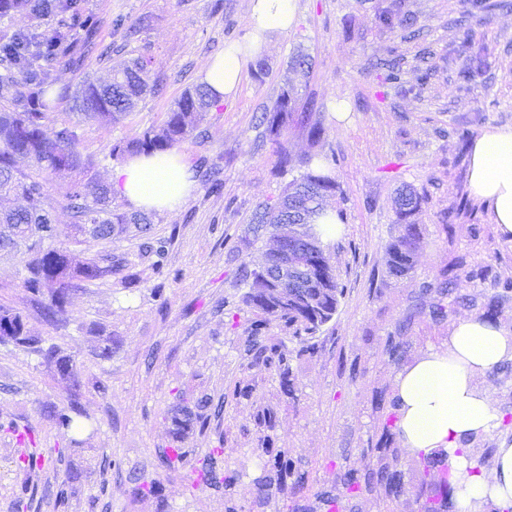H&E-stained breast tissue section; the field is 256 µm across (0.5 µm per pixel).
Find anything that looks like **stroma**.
Returning a JSON list of instances; mask_svg holds the SVG:
<instances>
[{
  "mask_svg": "<svg viewBox=\"0 0 512 512\" xmlns=\"http://www.w3.org/2000/svg\"><path fill=\"white\" fill-rule=\"evenodd\" d=\"M498 0H298L297 20L261 55L265 75L245 72L235 97L207 112V139L188 136L173 152L189 167L200 161L222 172L223 186L198 182L179 208L154 212L149 234L129 231L109 242L68 238L70 216L57 209L61 243L77 259L112 255L110 276L73 291L65 313L44 321L41 305L55 284L39 293L25 288L24 251L0 252V303L20 312L40 351L0 345V512H224L223 491L199 484L197 469L211 449H223L239 475L236 512H293L295 504L324 512L325 492L344 499L346 512H380L383 485L347 498L341 474L364 476L380 449L399 447L392 406L394 378L405 362L447 341L453 322L488 316L512 331V293L493 300V282L512 280V242L498 236L489 213L471 200L470 160L459 155L461 137L512 127V8ZM249 0H81L98 24L112 58L149 60L161 84L121 123L76 121L56 102L55 122H69L78 149L109 180L118 161L111 145L161 124L182 93L199 82L207 59L243 43ZM412 18V27L389 28L383 13ZM123 17L133 38L112 21ZM309 72L293 71L296 54ZM111 60L89 54L78 71L57 72L58 86L76 85L84 73L106 75ZM394 62L399 82L387 80ZM298 90L297 111L320 114L325 133L312 143L292 125L280 138L260 124L286 85ZM349 115L336 116L337 101ZM293 163L282 167L280 150ZM326 169L337 188L328 197L340 222L330 261L345 292L337 312L318 333L314 349L291 363L293 394L263 365L252 363L245 341L259 315L242 302L241 264L257 266L265 243L245 241L256 207L274 198L304 171V159ZM411 187L421 198L415 216L419 240L414 266L389 275L386 248L404 233L394 206ZM469 210L451 215L459 199ZM168 242L164 275L145 248ZM460 276L465 303L441 321L429 315L422 282ZM404 346L392 358L390 342ZM111 344L104 359L100 347ZM57 346L79 369V390L57 374L42 351ZM78 393L81 414L73 436L59 434L49 406H66ZM208 395L223 406L204 411V424L174 435L171 418L182 402ZM186 451L171 471L160 456ZM35 454L39 467L21 471L15 458ZM285 455L306 478L266 484L276 455ZM403 480L394 512H423L422 484L442 472H423L403 454ZM154 482L153 491L143 490ZM34 488L19 510L21 487Z\"/></svg>",
  "mask_w": 512,
  "mask_h": 512,
  "instance_id": "obj_1",
  "label": "stroma"
}]
</instances>
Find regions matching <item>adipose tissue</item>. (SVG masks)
<instances>
[{
  "mask_svg": "<svg viewBox=\"0 0 512 512\" xmlns=\"http://www.w3.org/2000/svg\"><path fill=\"white\" fill-rule=\"evenodd\" d=\"M296 0H249L247 40L208 60L201 82L217 99L233 97L249 65L296 20ZM112 180L137 210H173L196 188L189 167L176 155L137 156ZM468 185L488 210L498 234L512 241V128H493L471 144ZM512 359V333L478 315L458 319L448 342L422 353L396 375L397 432L412 455L443 453L456 512H505L512 506V437L502 436L491 465L462 451L470 435L489 432L503 416L476 382L478 375Z\"/></svg>",
  "mask_w": 512,
  "mask_h": 512,
  "instance_id": "obj_1",
  "label": "adipose tissue"
}]
</instances>
